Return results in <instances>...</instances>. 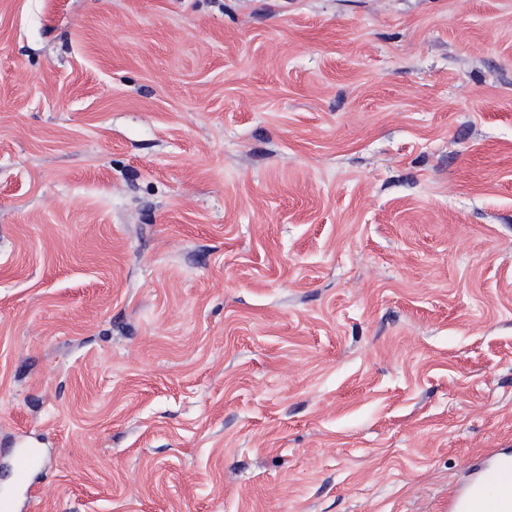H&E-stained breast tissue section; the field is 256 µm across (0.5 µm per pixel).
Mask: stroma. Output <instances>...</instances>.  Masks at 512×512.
Here are the masks:
<instances>
[{
  "label": "stroma",
  "instance_id": "1",
  "mask_svg": "<svg viewBox=\"0 0 512 512\" xmlns=\"http://www.w3.org/2000/svg\"><path fill=\"white\" fill-rule=\"evenodd\" d=\"M443 512L512 452V0H0V497Z\"/></svg>",
  "mask_w": 512,
  "mask_h": 512
}]
</instances>
